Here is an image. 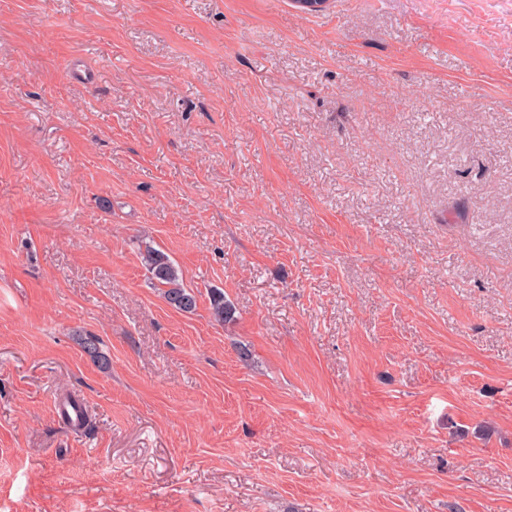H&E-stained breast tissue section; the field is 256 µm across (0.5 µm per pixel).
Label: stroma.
<instances>
[{
  "instance_id": "35a3bbf8",
  "label": "stroma",
  "mask_w": 512,
  "mask_h": 512,
  "mask_svg": "<svg viewBox=\"0 0 512 512\" xmlns=\"http://www.w3.org/2000/svg\"><path fill=\"white\" fill-rule=\"evenodd\" d=\"M0 512H512V0H0ZM141 255L151 284L161 290L167 304L181 312H194L196 296L191 289L184 287L179 269L168 255L151 246H146Z\"/></svg>"
}]
</instances>
